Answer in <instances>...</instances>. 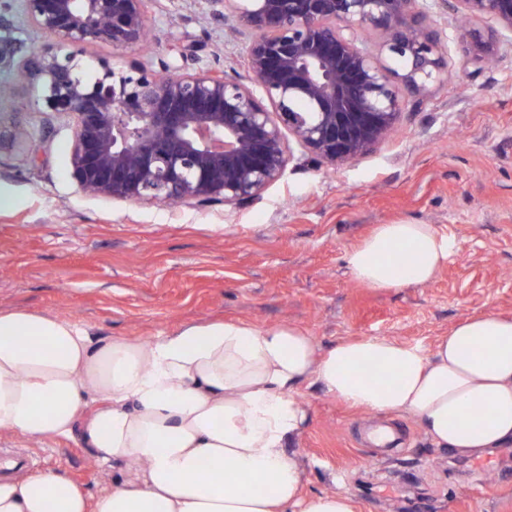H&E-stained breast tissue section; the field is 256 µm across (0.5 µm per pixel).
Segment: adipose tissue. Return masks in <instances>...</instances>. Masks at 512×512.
I'll list each match as a JSON object with an SVG mask.
<instances>
[{
	"instance_id": "1",
	"label": "adipose tissue",
	"mask_w": 512,
	"mask_h": 512,
	"mask_svg": "<svg viewBox=\"0 0 512 512\" xmlns=\"http://www.w3.org/2000/svg\"><path fill=\"white\" fill-rule=\"evenodd\" d=\"M456 248L428 224H382L344 261L361 283L401 288L432 281ZM366 365L382 380L363 379ZM307 383L357 411L412 415L455 455L500 448L512 444V318L465 319L429 349L365 336L323 350L293 326L191 324L142 342L0 311V431L78 440L118 469L94 496L56 471L2 478L0 512H355L343 492L301 493L287 447Z\"/></svg>"
}]
</instances>
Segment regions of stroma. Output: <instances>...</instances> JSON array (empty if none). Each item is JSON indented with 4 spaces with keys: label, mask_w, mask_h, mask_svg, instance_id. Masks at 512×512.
Wrapping results in <instances>:
<instances>
[{
    "label": "stroma",
    "mask_w": 512,
    "mask_h": 512,
    "mask_svg": "<svg viewBox=\"0 0 512 512\" xmlns=\"http://www.w3.org/2000/svg\"><path fill=\"white\" fill-rule=\"evenodd\" d=\"M206 0L153 11L145 50L85 47L115 68L161 70L179 41L191 68L248 79V33L208 19ZM0 39L43 41L18 0H0ZM447 81L408 99L396 132L372 153L336 167L295 155L254 204L170 208L85 193L69 165L72 128L35 109L18 71L0 72V310L88 326L108 339L147 341L188 324L295 326L323 349L384 336L431 347L466 318L512 317V59L466 62L455 26L443 30ZM40 138L38 159L17 133ZM381 224H429L458 250L424 285L389 290L355 280L345 252ZM308 420L289 453L303 490L345 491L357 512H512V445L461 457L436 448L408 414L347 408L302 390ZM396 438L386 451L375 428ZM28 470L58 471L90 493L111 487L81 442L27 441L0 432V449Z\"/></svg>",
    "instance_id": "35a3bbf8"
}]
</instances>
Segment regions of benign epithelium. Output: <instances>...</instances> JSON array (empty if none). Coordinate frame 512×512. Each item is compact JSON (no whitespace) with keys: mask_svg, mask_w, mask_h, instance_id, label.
<instances>
[{"mask_svg":"<svg viewBox=\"0 0 512 512\" xmlns=\"http://www.w3.org/2000/svg\"><path fill=\"white\" fill-rule=\"evenodd\" d=\"M146 2L22 0L44 35L22 63L35 111L72 121L74 178L119 201L249 205L284 174L288 134L319 166L368 154L393 134L404 96L448 78L441 23L450 16L463 21L468 60L512 56V0H435L434 16L415 0H207L250 33L252 84L187 68L176 43L161 74L143 64L118 72L100 59L86 80L83 47L147 43ZM486 19L497 29L485 30Z\"/></svg>","mask_w":512,"mask_h":512,"instance_id":"7a95c632","label":"benign epithelium"}]
</instances>
